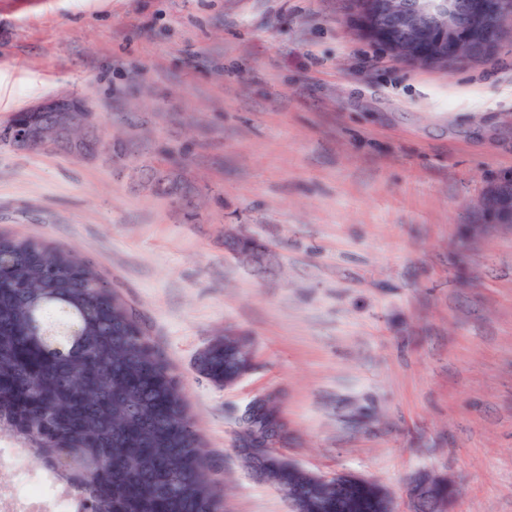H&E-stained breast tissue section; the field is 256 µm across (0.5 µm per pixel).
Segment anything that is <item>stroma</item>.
<instances>
[{
	"label": "stroma",
	"instance_id": "obj_1",
	"mask_svg": "<svg viewBox=\"0 0 512 512\" xmlns=\"http://www.w3.org/2000/svg\"><path fill=\"white\" fill-rule=\"evenodd\" d=\"M74 94L83 158L0 140V232L89 261L183 389L224 512H289L237 417L274 392L278 450L378 482L451 480L512 512V27L492 60L411 66L350 0H0V128ZM261 252L239 253L237 240ZM246 337L249 372L197 368ZM504 184L493 186L485 200V205L492 211L496 224H512V187L511 191H504ZM234 337H226L225 346L228 353L232 354L235 352V344L232 342ZM239 351L238 365L232 364L229 360L224 358L225 346H218L212 349L206 356L203 366L200 371L206 375L215 385L220 387H228L235 384L238 379L248 371V369L241 371L236 375L233 380L229 383H225L224 380L230 379L238 370L245 364V355L247 351H241L246 349L247 345L241 339L235 338Z\"/></svg>",
	"mask_w": 512,
	"mask_h": 512
}]
</instances>
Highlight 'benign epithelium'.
Masks as SVG:
<instances>
[{
  "label": "benign epithelium",
  "mask_w": 512,
  "mask_h": 512,
  "mask_svg": "<svg viewBox=\"0 0 512 512\" xmlns=\"http://www.w3.org/2000/svg\"><path fill=\"white\" fill-rule=\"evenodd\" d=\"M358 30L368 39L389 46L395 56L412 65L445 63L480 58L489 60L503 38L504 23L512 20V0H352ZM29 123L14 124L6 130L15 147L43 152L54 146L57 134L64 129H96L97 111L74 95L56 96L26 108ZM64 149L75 157L95 150V142L86 137L63 142ZM485 205L497 224H512V190L499 184L491 188ZM268 399L259 398L252 409L240 418L238 428L247 434L243 452L252 470L261 473L262 457L275 453L281 435L280 424L271 420L262 427L255 423L259 410ZM288 499L290 512H302L305 491L279 488ZM411 512H449L454 485L448 483V496L437 495L429 479H417L409 488Z\"/></svg>",
  "instance_id": "7a95c632"
}]
</instances>
